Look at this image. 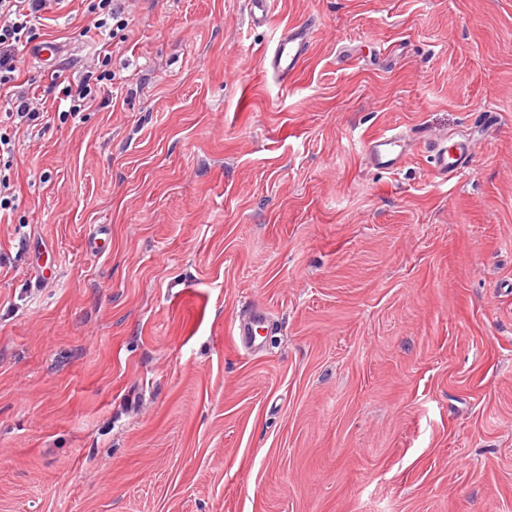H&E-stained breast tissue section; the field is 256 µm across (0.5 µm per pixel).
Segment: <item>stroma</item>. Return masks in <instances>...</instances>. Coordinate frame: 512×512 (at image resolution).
<instances>
[{
    "instance_id": "35a3bbf8",
    "label": "stroma",
    "mask_w": 512,
    "mask_h": 512,
    "mask_svg": "<svg viewBox=\"0 0 512 512\" xmlns=\"http://www.w3.org/2000/svg\"><path fill=\"white\" fill-rule=\"evenodd\" d=\"M98 3L19 56L118 95L7 129L0 512H512V0ZM309 28L297 25L283 32L270 55L269 65L281 75L292 74L305 54ZM16 152V144L8 136L0 134V165L3 160V169L0 166V217L2 211H7L13 205V198H15V190H13V184L11 183L10 170L13 166V159ZM6 155V160L5 159ZM394 135H382L373 138L369 143V154L374 166L378 169L389 170L396 167L403 160L400 152L394 155L393 145L397 142ZM471 157V148L466 140L455 141L438 155V170L446 177H455L463 172Z\"/></svg>"
}]
</instances>
